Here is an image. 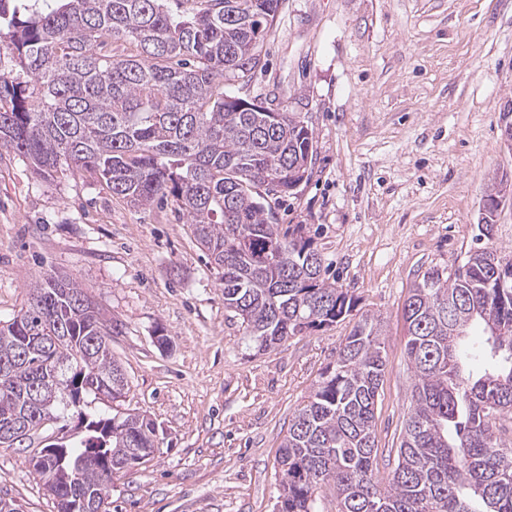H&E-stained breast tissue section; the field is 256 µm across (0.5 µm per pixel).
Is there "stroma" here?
Here are the masks:
<instances>
[{
	"mask_svg": "<svg viewBox=\"0 0 512 512\" xmlns=\"http://www.w3.org/2000/svg\"><path fill=\"white\" fill-rule=\"evenodd\" d=\"M262 62L225 91L299 113L313 133L312 174L280 199L278 222L303 225L328 281L356 314L383 320L374 426L379 447H397L414 384L409 289L479 245L512 258V199L490 236L478 228L489 180L512 179L499 123L512 100V0H281ZM44 271L75 278L116 323L122 406L158 427L154 460L113 479L111 512H274L289 421L354 316L257 350L173 207L135 209L86 175L43 177L0 150V321ZM30 455L0 449V496L55 512Z\"/></svg>",
	"mask_w": 512,
	"mask_h": 512,
	"instance_id": "stroma-1",
	"label": "stroma"
}]
</instances>
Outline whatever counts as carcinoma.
I'll list each match as a JSON object with an SVG mask.
<instances>
[{
	"label": "carcinoma",
	"mask_w": 512,
	"mask_h": 512,
	"mask_svg": "<svg viewBox=\"0 0 512 512\" xmlns=\"http://www.w3.org/2000/svg\"><path fill=\"white\" fill-rule=\"evenodd\" d=\"M280 0H0V149L51 176L87 173L147 209L171 204L221 270L224 309L258 349L346 319L355 302L325 280L297 228L280 233L270 198L309 176L312 131L294 112L230 96L261 65ZM134 50L102 52L108 39ZM0 323V429L56 386L47 414L72 409L84 435L35 469L57 512H109L99 491L155 457V423L138 412L90 419L88 398L130 390L112 356L116 329L74 279L44 272ZM414 385L387 481L376 470L374 418L386 369L383 325L363 315L297 409L276 459L278 512H512V447L485 406L512 416V259L485 247L443 275L426 273L402 308ZM479 324L486 367L463 368L461 341ZM44 337L37 345L27 336ZM66 470L70 479L55 478Z\"/></svg>",
	"instance_id": "obj_1"
}]
</instances>
